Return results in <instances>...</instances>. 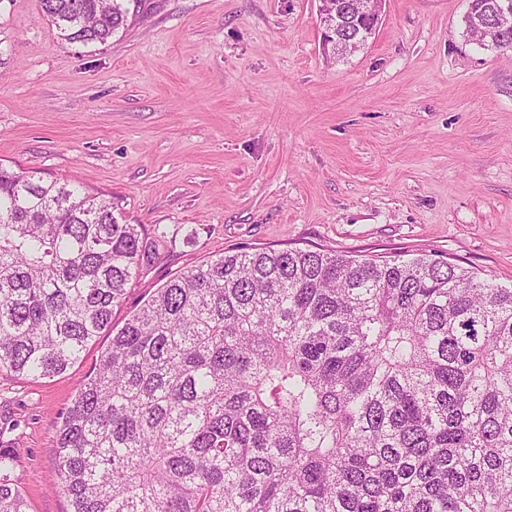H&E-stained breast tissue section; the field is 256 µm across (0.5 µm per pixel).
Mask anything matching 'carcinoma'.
<instances>
[{"instance_id": "obj_1", "label": "carcinoma", "mask_w": 512, "mask_h": 512, "mask_svg": "<svg viewBox=\"0 0 512 512\" xmlns=\"http://www.w3.org/2000/svg\"><path fill=\"white\" fill-rule=\"evenodd\" d=\"M499 3L466 34L511 50ZM40 4L72 43L127 22ZM155 259L112 200L0 166V371L66 372ZM56 448L70 512H512V287L426 254L211 256L116 330ZM15 464L0 446V512H29Z\"/></svg>"}]
</instances>
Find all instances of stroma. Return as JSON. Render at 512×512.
I'll return each instance as SVG.
<instances>
[{
  "instance_id": "obj_1",
  "label": "stroma",
  "mask_w": 512,
  "mask_h": 512,
  "mask_svg": "<svg viewBox=\"0 0 512 512\" xmlns=\"http://www.w3.org/2000/svg\"><path fill=\"white\" fill-rule=\"evenodd\" d=\"M106 43L0 0V165L71 180L145 225L157 259L113 322L232 248L427 253L512 285V52L468 0H385L375 37L324 49L318 0H125ZM0 372V445L29 512H69L56 429L91 372ZM502 0H470V10L464 17L466 34L477 40L484 49L507 51L512 49V29L505 34L498 31L495 25L497 6ZM482 30L479 31L477 26ZM504 45L505 48L500 46Z\"/></svg>"
}]
</instances>
